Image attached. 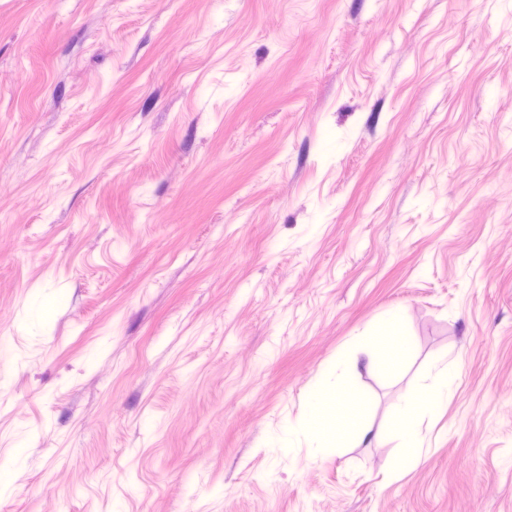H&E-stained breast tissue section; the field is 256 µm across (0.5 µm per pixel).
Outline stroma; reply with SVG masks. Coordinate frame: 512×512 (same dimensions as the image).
Wrapping results in <instances>:
<instances>
[{"mask_svg": "<svg viewBox=\"0 0 512 512\" xmlns=\"http://www.w3.org/2000/svg\"><path fill=\"white\" fill-rule=\"evenodd\" d=\"M17 447L0 512H512V0H0Z\"/></svg>", "mask_w": 512, "mask_h": 512, "instance_id": "1", "label": "stroma"}]
</instances>
